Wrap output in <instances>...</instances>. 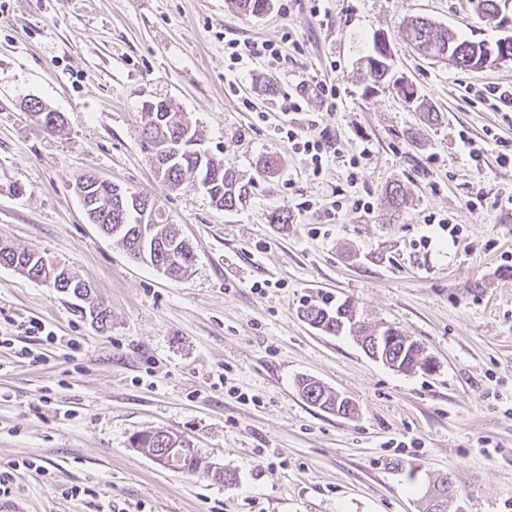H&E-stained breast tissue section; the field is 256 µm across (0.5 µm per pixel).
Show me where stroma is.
I'll return each mask as SVG.
<instances>
[{"label":"stroma","instance_id":"1","mask_svg":"<svg viewBox=\"0 0 512 512\" xmlns=\"http://www.w3.org/2000/svg\"><path fill=\"white\" fill-rule=\"evenodd\" d=\"M282 2L255 17L235 0H0V241L43 251L92 287L80 300L0 266V468L13 477L0 506L429 512L445 478L450 512H512V209L500 205L512 169L490 151L475 170L459 139L496 126L512 142V126L466 89L512 84V61L461 70L399 37L416 16L467 40L503 32L472 0H323L317 17ZM289 30L296 43L284 41ZM381 34L438 125L366 78ZM230 40L271 42L281 59L232 65ZM302 74L333 84L335 107L293 112L287 94ZM155 99L203 129L244 185L242 205L225 210L157 177L141 114ZM34 100L62 113L65 136L29 114ZM288 119L315 120L330 151L320 174L280 138ZM366 143L373 155L350 180L348 161ZM271 156L276 173L261 174ZM88 172L157 203L193 248L187 275L133 260L88 222L74 190ZM396 181L398 209L386 198ZM359 198L372 210L356 209ZM277 212L289 223H273ZM431 214L452 218L456 237ZM325 299L417 340L434 369L397 371L352 336L312 327L300 311ZM93 301L105 322L92 319ZM30 319L79 350L40 345L16 327ZM24 346L43 362L15 358ZM305 377L354 413L309 404L297 387ZM158 429L192 442L196 472L132 447ZM74 486L92 493L72 497Z\"/></svg>","mask_w":512,"mask_h":512}]
</instances>
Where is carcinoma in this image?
I'll return each instance as SVG.
<instances>
[{"instance_id": "cac0c4a2", "label": "carcinoma", "mask_w": 512, "mask_h": 512, "mask_svg": "<svg viewBox=\"0 0 512 512\" xmlns=\"http://www.w3.org/2000/svg\"><path fill=\"white\" fill-rule=\"evenodd\" d=\"M238 8L254 16L263 14L270 0H236ZM499 0H476L478 15L488 22H495L499 17ZM401 37L412 49L425 57L438 58L450 51L456 58V67L460 69L480 68L490 61H497L505 56L512 58V42L506 44L496 41L490 46L482 41L459 38L456 33L445 26L424 17L408 20L401 30ZM389 43L375 40L372 53L365 58L367 73L373 82L397 85L390 64ZM399 86V85H397ZM407 102H416L423 110V119L429 124H436L441 116L426 104L419 101L414 88L404 83L399 86ZM29 111L46 128H66L64 116L48 109L41 102L30 105ZM144 118V145L156 159V147L169 140H183L185 149L181 155L166 167L164 182L172 190L193 187L196 181L207 184L206 193L219 207L231 210L246 197V190L238 185L235 171L216 160L205 147V138L193 143L198 127L184 118L182 113L174 110L167 102L147 100L142 104ZM83 185L87 196L97 205L85 210L90 223L116 238L129 253L137 254L140 260L152 266L162 268V272L173 278L185 275L192 267L194 253L190 245L165 223L160 210L143 215L144 208L139 200L143 194L124 190L118 198L114 187L109 183H100L86 173L77 179ZM0 265L14 268L22 267L25 274L34 280L41 279L44 270L43 255L36 249L18 250L9 244L0 243ZM64 277L56 283L57 290L67 294L89 296L88 283L60 269ZM302 317L313 327L336 334L349 327L361 342L375 343L381 354L390 358L403 372H412L426 368L428 358L422 355V349L412 343H404L402 334L392 327L375 329L362 324L352 325L353 307L347 302L331 307L328 303L308 304L301 310ZM302 396L312 405L318 401L327 404L330 411L336 410V397L324 391L317 382L306 379L299 381ZM183 447L181 435L174 432L143 433L132 439V447L144 448L154 452L156 448Z\"/></svg>"}]
</instances>
